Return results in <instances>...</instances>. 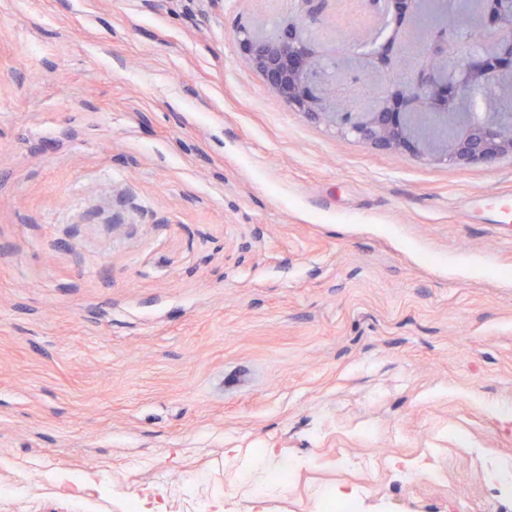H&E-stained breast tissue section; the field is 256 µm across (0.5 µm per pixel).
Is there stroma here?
Returning <instances> with one entry per match:
<instances>
[{"instance_id":"35a3bbf8","label":"stroma","mask_w":512,"mask_h":512,"mask_svg":"<svg viewBox=\"0 0 512 512\" xmlns=\"http://www.w3.org/2000/svg\"><path fill=\"white\" fill-rule=\"evenodd\" d=\"M302 0H0V512H512V159L292 111L237 31ZM367 18L324 0L326 70ZM302 460L254 495L260 458ZM432 456L400 482L390 463ZM81 477L93 495L64 491ZM486 479L490 484V491L499 495L512 496V465H504L499 461L491 463L486 471ZM367 490L363 485L325 489L320 494L318 509L320 512H359L360 498Z\"/></svg>"}]
</instances>
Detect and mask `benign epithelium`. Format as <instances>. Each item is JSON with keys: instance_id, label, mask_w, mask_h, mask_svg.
Instances as JSON below:
<instances>
[{"instance_id": "7a95c632", "label": "benign epithelium", "mask_w": 512, "mask_h": 512, "mask_svg": "<svg viewBox=\"0 0 512 512\" xmlns=\"http://www.w3.org/2000/svg\"><path fill=\"white\" fill-rule=\"evenodd\" d=\"M366 4L373 23L351 32L349 40L369 49L362 63L385 79L360 107L336 94L348 77L324 75L316 41L299 17L270 32L238 30L245 63L289 108L333 123L369 147L407 151L427 163L468 165L512 157L511 112L479 118L456 111L471 92L512 83V0H482L483 35L491 45L462 61L445 27L434 30L420 53L405 51V22L418 0ZM387 29L386 40L376 45Z\"/></svg>"}]
</instances>
